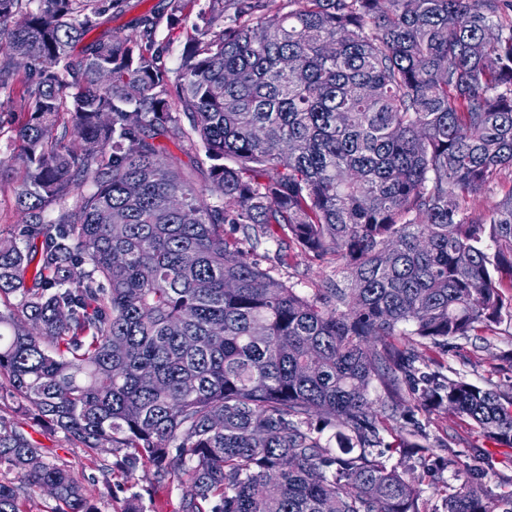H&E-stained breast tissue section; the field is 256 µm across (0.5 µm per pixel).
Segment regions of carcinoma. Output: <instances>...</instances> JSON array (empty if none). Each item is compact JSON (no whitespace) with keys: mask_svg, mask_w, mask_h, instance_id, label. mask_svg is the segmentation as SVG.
<instances>
[{"mask_svg":"<svg viewBox=\"0 0 512 512\" xmlns=\"http://www.w3.org/2000/svg\"><path fill=\"white\" fill-rule=\"evenodd\" d=\"M191 2L130 37L107 27L128 0H0L22 167L0 242V401L20 412L0 406V512L46 487L53 512L115 495L27 419L188 485L180 512H421L393 449L421 453L423 481L464 476L448 512H512V481L431 453L418 417L445 407L512 447V389L401 343L512 319V188L486 215L460 203L512 171V0H205L171 70L157 31ZM161 138L205 159L181 170ZM268 243L280 267L336 260L350 287L275 277L254 259Z\"/></svg>","mask_w":512,"mask_h":512,"instance_id":"obj_1","label":"carcinoma"}]
</instances>
